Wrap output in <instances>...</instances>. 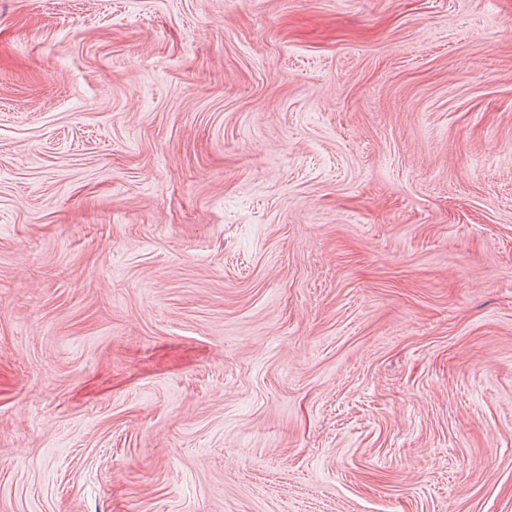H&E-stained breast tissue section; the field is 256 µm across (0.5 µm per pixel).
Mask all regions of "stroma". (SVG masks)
Returning a JSON list of instances; mask_svg holds the SVG:
<instances>
[{"label": "stroma", "mask_w": 512, "mask_h": 512, "mask_svg": "<svg viewBox=\"0 0 512 512\" xmlns=\"http://www.w3.org/2000/svg\"><path fill=\"white\" fill-rule=\"evenodd\" d=\"M0 512H512V0H0Z\"/></svg>", "instance_id": "obj_1"}]
</instances>
